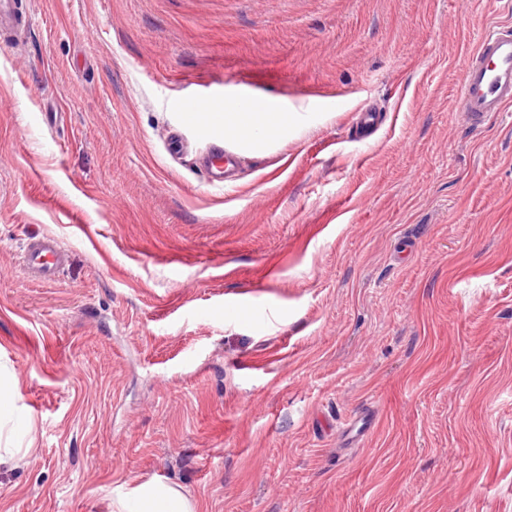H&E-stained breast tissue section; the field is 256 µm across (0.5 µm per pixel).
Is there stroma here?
I'll use <instances>...</instances> for the list:
<instances>
[{"instance_id": "1", "label": "stroma", "mask_w": 512, "mask_h": 512, "mask_svg": "<svg viewBox=\"0 0 512 512\" xmlns=\"http://www.w3.org/2000/svg\"><path fill=\"white\" fill-rule=\"evenodd\" d=\"M20 2L0 363L30 445L0 512H115L150 478L198 512H512V106L457 110L512 0ZM189 96L300 119L213 184L228 141ZM44 236L51 283L17 264ZM235 153L230 148H224L220 153L208 152L199 157L201 168L208 174L211 183L224 182L229 166L235 162ZM19 258L22 269L33 279L44 283L56 281L67 262L58 242L49 237L27 242Z\"/></svg>"}]
</instances>
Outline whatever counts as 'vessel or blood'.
I'll use <instances>...</instances> for the list:
<instances>
[{
    "label": "vessel or blood",
    "mask_w": 512,
    "mask_h": 512,
    "mask_svg": "<svg viewBox=\"0 0 512 512\" xmlns=\"http://www.w3.org/2000/svg\"><path fill=\"white\" fill-rule=\"evenodd\" d=\"M459 103L472 123L512 104V26L502 25L484 34L467 60L460 80ZM235 162L231 149L203 154L201 168L210 182H221ZM67 262L55 239L43 237L27 242L20 253L22 269L33 279L56 281Z\"/></svg>",
    "instance_id": "vessel-or-blood-1"
}]
</instances>
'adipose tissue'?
<instances>
[{
	"label": "adipose tissue",
	"mask_w": 512,
	"mask_h": 512,
	"mask_svg": "<svg viewBox=\"0 0 512 512\" xmlns=\"http://www.w3.org/2000/svg\"><path fill=\"white\" fill-rule=\"evenodd\" d=\"M194 122L208 128L224 127L233 133L238 143L256 148L287 136L296 121L292 112H262L245 109L228 101L220 112L193 113ZM18 393L7 368H0V432L8 431L0 447V465L13 461L17 454L13 432L17 428ZM119 512H196V507L176 487L159 480L141 482L131 488L119 503Z\"/></svg>",
	"instance_id": "adipose-tissue-1"
}]
</instances>
